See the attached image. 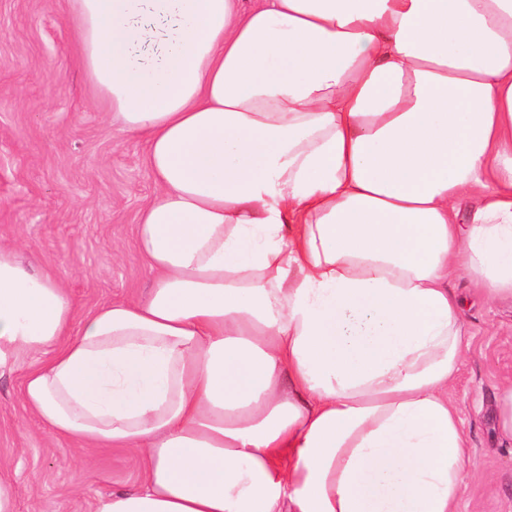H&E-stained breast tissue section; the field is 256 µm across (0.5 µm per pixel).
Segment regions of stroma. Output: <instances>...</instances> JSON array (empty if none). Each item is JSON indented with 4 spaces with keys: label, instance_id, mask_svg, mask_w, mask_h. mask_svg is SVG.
<instances>
[{
    "label": "stroma",
    "instance_id": "stroma-1",
    "mask_svg": "<svg viewBox=\"0 0 512 512\" xmlns=\"http://www.w3.org/2000/svg\"><path fill=\"white\" fill-rule=\"evenodd\" d=\"M146 144L115 135L75 55L68 0H0V243L21 244L34 267L57 273L78 313L143 298L151 284L136 244L137 216L157 187ZM468 335L450 396L473 464L458 512H512V445L495 406L512 382V299H483L465 273ZM35 354L0 370V479L14 512H96L101 499L140 485L124 448L52 437L24 405Z\"/></svg>",
    "mask_w": 512,
    "mask_h": 512
}]
</instances>
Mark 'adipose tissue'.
I'll return each mask as SVG.
<instances>
[{
  "label": "adipose tissue",
  "mask_w": 512,
  "mask_h": 512,
  "mask_svg": "<svg viewBox=\"0 0 512 512\" xmlns=\"http://www.w3.org/2000/svg\"><path fill=\"white\" fill-rule=\"evenodd\" d=\"M69 4L147 145L152 285L79 316L0 246V369L47 353L22 398L48 432L137 455L98 512H457L448 283L512 297V0Z\"/></svg>",
  "instance_id": "obj_1"
}]
</instances>
